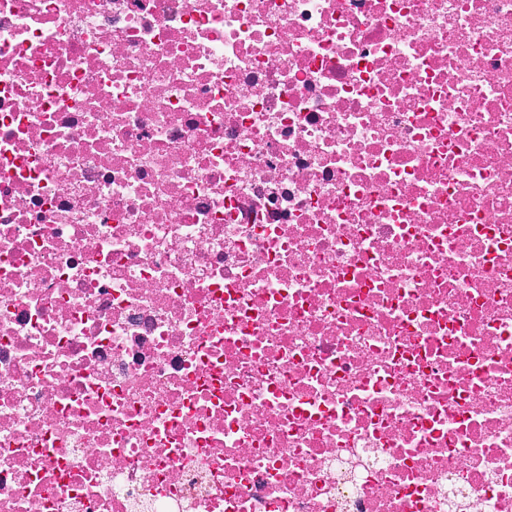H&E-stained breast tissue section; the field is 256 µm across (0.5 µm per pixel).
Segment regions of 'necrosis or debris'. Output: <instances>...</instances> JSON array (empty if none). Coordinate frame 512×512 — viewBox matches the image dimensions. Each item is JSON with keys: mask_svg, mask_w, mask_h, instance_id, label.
Instances as JSON below:
<instances>
[{"mask_svg": "<svg viewBox=\"0 0 512 512\" xmlns=\"http://www.w3.org/2000/svg\"><path fill=\"white\" fill-rule=\"evenodd\" d=\"M0 512H512V0H0Z\"/></svg>", "mask_w": 512, "mask_h": 512, "instance_id": "4bbe7bcc", "label": "necrosis or debris"}]
</instances>
